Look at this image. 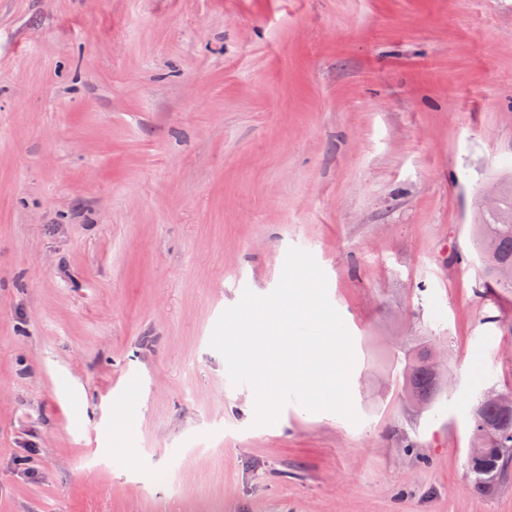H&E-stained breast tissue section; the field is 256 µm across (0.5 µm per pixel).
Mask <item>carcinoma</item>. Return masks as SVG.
Listing matches in <instances>:
<instances>
[{"instance_id": "carcinoma-1", "label": "carcinoma", "mask_w": 512, "mask_h": 512, "mask_svg": "<svg viewBox=\"0 0 512 512\" xmlns=\"http://www.w3.org/2000/svg\"><path fill=\"white\" fill-rule=\"evenodd\" d=\"M477 251L488 288H512V189L498 193V204L476 225ZM439 374L431 350L418 352L400 372L405 396L429 403L434 398ZM473 448L467 469L474 488L484 491L505 475L512 462V408L503 409L481 399L473 415Z\"/></svg>"}]
</instances>
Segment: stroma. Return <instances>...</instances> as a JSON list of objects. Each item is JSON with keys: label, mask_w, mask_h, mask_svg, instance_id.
<instances>
[{"label": "stroma", "mask_w": 512, "mask_h": 512, "mask_svg": "<svg viewBox=\"0 0 512 512\" xmlns=\"http://www.w3.org/2000/svg\"><path fill=\"white\" fill-rule=\"evenodd\" d=\"M507 180L512 0H0V512H512L467 472L512 389L473 230ZM292 246L359 422L256 424L209 345ZM431 352L421 350L400 372L404 394L410 401L429 403L437 392L435 375L439 374V368Z\"/></svg>", "instance_id": "35a3bbf8"}]
</instances>
